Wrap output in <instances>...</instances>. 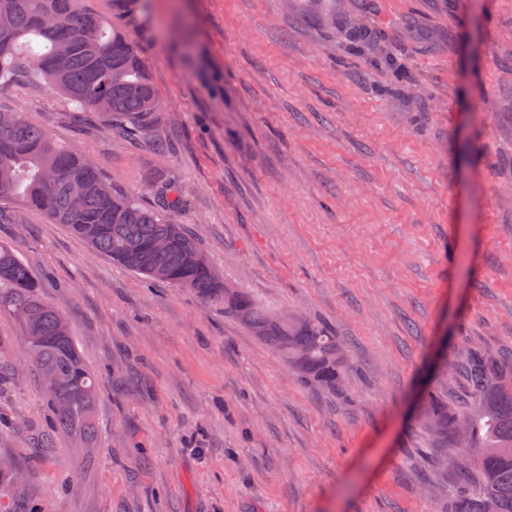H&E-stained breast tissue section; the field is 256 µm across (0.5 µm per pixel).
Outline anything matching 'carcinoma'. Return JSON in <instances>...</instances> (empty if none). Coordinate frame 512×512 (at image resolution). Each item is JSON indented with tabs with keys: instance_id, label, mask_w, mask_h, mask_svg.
Wrapping results in <instances>:
<instances>
[{
	"instance_id": "carcinoma-1",
	"label": "carcinoma",
	"mask_w": 512,
	"mask_h": 512,
	"mask_svg": "<svg viewBox=\"0 0 512 512\" xmlns=\"http://www.w3.org/2000/svg\"><path fill=\"white\" fill-rule=\"evenodd\" d=\"M23 83H46L78 110L130 131L152 126L160 107L135 43L80 0H0V87ZM0 197L44 212L147 280L224 304V313L277 352L302 383L332 389L346 383L345 349L325 324L269 311L224 287L193 235L171 217L186 202L181 187H169L161 204L146 206L113 188L96 164L22 113L0 111ZM160 238L168 246L156 253L152 247ZM37 288L16 252L0 245V309L22 321L25 357L45 381L51 432L88 445L96 434L98 378L64 316L41 300ZM457 355L453 371L466 385L470 406L428 392L416 421L437 445L436 456L456 448L480 473L477 483L453 488L454 512H512V355L475 344ZM25 484L15 457L0 450V512H13L14 496Z\"/></svg>"
}]
</instances>
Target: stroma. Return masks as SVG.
I'll return each instance as SVG.
<instances>
[{
	"instance_id": "stroma-1",
	"label": "stroma",
	"mask_w": 512,
	"mask_h": 512,
	"mask_svg": "<svg viewBox=\"0 0 512 512\" xmlns=\"http://www.w3.org/2000/svg\"><path fill=\"white\" fill-rule=\"evenodd\" d=\"M138 47L162 105L123 134L49 87L0 90L174 213L224 281L327 323L345 386L297 382L222 305L146 282L18 200L0 244L29 266L100 374L97 439L48 435L24 332L0 310V448L39 512H450L465 470L435 468L414 419L462 342L512 350V0H83ZM364 25L406 73L349 52ZM170 137L158 155L154 143Z\"/></svg>"
}]
</instances>
